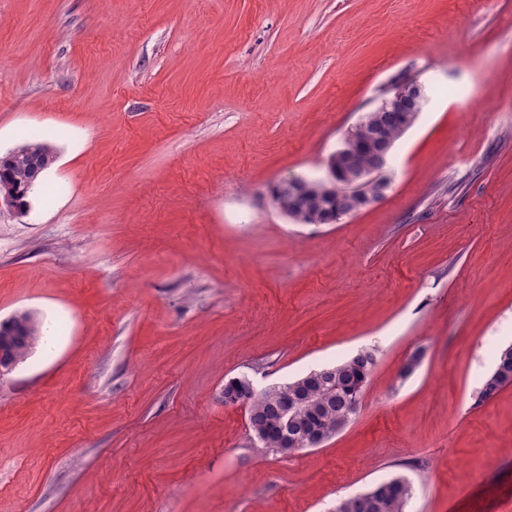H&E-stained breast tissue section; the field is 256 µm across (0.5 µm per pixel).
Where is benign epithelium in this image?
<instances>
[{
    "instance_id": "1",
    "label": "benign epithelium",
    "mask_w": 512,
    "mask_h": 512,
    "mask_svg": "<svg viewBox=\"0 0 512 512\" xmlns=\"http://www.w3.org/2000/svg\"><path fill=\"white\" fill-rule=\"evenodd\" d=\"M424 102L425 91L420 82L413 77H403L388 85L377 111L410 121L422 109ZM392 145L393 140L384 118L357 122L349 130L343 146L327 161L325 190L329 194H336V181L343 180L347 186L346 206L335 209L323 201L317 202L313 223L333 224L343 216L381 200L389 185L384 172ZM360 151H366L373 157V165L353 176L348 172L347 164ZM272 199L277 210L290 219L299 211H307L312 205L307 181L299 177L280 182L273 190Z\"/></svg>"
}]
</instances>
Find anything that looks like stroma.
<instances>
[{
  "label": "stroma",
  "instance_id": "35a3bbf8",
  "mask_svg": "<svg viewBox=\"0 0 512 512\" xmlns=\"http://www.w3.org/2000/svg\"><path fill=\"white\" fill-rule=\"evenodd\" d=\"M427 103L384 198L294 224L386 85ZM57 160L0 205V321L51 342L0 376V512H512V0H0V156ZM377 350L348 426L284 457L224 383ZM424 349L408 379L400 371ZM14 152L9 178L16 188L22 190V205H27L28 182L34 172L39 168L34 179V187L37 185L38 176L48 170L56 161V151L53 145L46 141L31 140L20 144L12 150ZM33 187V188H34ZM272 199L277 210L289 219L313 204L307 181L299 177L280 182L273 190ZM510 352H505L507 348ZM501 366L503 370H501ZM512 383V345L501 348L493 372L484 380L479 390L481 401L493 397L504 385ZM413 486L403 475L393 476L370 490L342 499L336 512H405Z\"/></svg>",
  "mask_w": 512,
  "mask_h": 512
}]
</instances>
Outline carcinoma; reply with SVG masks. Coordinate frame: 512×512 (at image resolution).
<instances>
[{
  "label": "carcinoma",
  "instance_id": "carcinoma-1",
  "mask_svg": "<svg viewBox=\"0 0 512 512\" xmlns=\"http://www.w3.org/2000/svg\"><path fill=\"white\" fill-rule=\"evenodd\" d=\"M14 159L9 178L22 190V204H27L28 182L35 171L45 172L56 161L53 145L46 141L31 140L13 149ZM43 341L42 322L32 311L23 310L0 321V347L9 360L1 368L12 371L24 363L33 349ZM332 371V381L305 373L281 384V389L299 401L293 415L291 428L297 435L315 433L329 441L344 430L351 421L349 402L361 393L369 375L364 365L350 357L327 366ZM512 383V351L500 349L493 372L484 380L479 398L493 397L504 385ZM249 413L256 439L267 448L285 455L287 451L280 440L281 417L277 411L278 396L270 391L252 393L248 399ZM413 496V486L403 475L393 476L370 490L342 499L336 512H405Z\"/></svg>",
  "mask_w": 512,
  "mask_h": 512
}]
</instances>
